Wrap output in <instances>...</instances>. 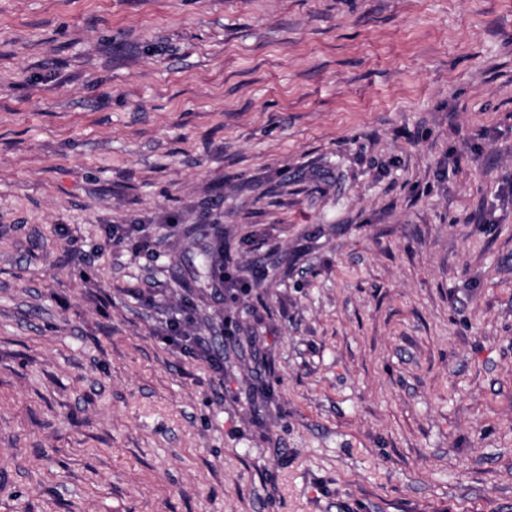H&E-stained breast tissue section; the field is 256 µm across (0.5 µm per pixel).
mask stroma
<instances>
[{
  "label": "stroma",
  "mask_w": 512,
  "mask_h": 512,
  "mask_svg": "<svg viewBox=\"0 0 512 512\" xmlns=\"http://www.w3.org/2000/svg\"><path fill=\"white\" fill-rule=\"evenodd\" d=\"M511 177L512 0H0V512H512ZM179 317L166 323V329L159 332L165 342L181 353L208 362L212 367L221 370V357L215 355L204 346V341L194 331V306L184 299L179 304Z\"/></svg>",
  "instance_id": "1"
}]
</instances>
